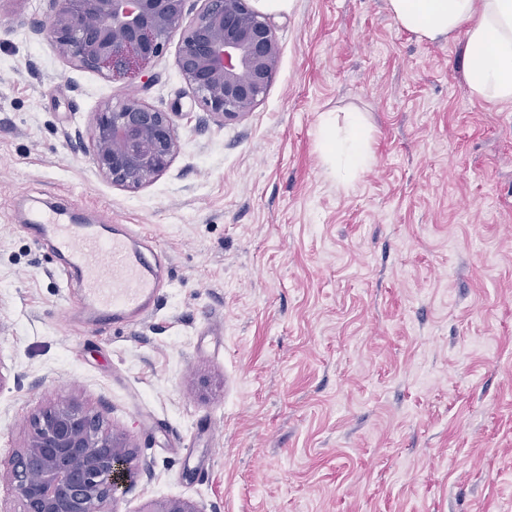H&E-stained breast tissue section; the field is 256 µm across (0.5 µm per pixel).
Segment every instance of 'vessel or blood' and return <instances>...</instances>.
Masks as SVG:
<instances>
[{"label":"vessel or blood","mask_w":512,"mask_h":512,"mask_svg":"<svg viewBox=\"0 0 512 512\" xmlns=\"http://www.w3.org/2000/svg\"><path fill=\"white\" fill-rule=\"evenodd\" d=\"M32 227L52 239L67 258L65 281L82 285L78 308L89 320L136 319L154 301L159 281L155 268L128 231L106 237L89 224H65L58 209L37 213Z\"/></svg>","instance_id":"obj_1"}]
</instances>
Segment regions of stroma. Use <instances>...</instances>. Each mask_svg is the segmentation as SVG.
<instances>
[{
	"label": "stroma",
	"mask_w": 512,
	"mask_h": 512,
	"mask_svg": "<svg viewBox=\"0 0 512 512\" xmlns=\"http://www.w3.org/2000/svg\"><path fill=\"white\" fill-rule=\"evenodd\" d=\"M47 9L0 0V460L75 397L140 448L116 512H512V103L472 96L465 29L426 42L386 0H287L272 84L222 123L179 35L151 84L112 81L32 32ZM130 95L179 143L136 190L91 159L97 112ZM350 110L374 161L347 182L318 126ZM49 200L136 230L153 311L65 321L81 285L25 223ZM139 512H203V510L193 501L171 498L147 501Z\"/></svg>",
	"instance_id": "35a3bbf8"
}]
</instances>
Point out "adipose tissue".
I'll list each match as a JSON object with an SVG mask.
<instances>
[{"instance_id": "obj_1", "label": "adipose tissue", "mask_w": 512, "mask_h": 512, "mask_svg": "<svg viewBox=\"0 0 512 512\" xmlns=\"http://www.w3.org/2000/svg\"><path fill=\"white\" fill-rule=\"evenodd\" d=\"M388 7L400 27L422 40L465 29L464 70L472 95L512 102V0H388ZM318 133L324 156L346 174L372 163L360 113H347L340 135L330 118H322Z\"/></svg>"}]
</instances>
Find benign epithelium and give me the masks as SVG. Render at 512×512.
<instances>
[{
  "instance_id": "obj_1",
  "label": "benign epithelium",
  "mask_w": 512,
  "mask_h": 512,
  "mask_svg": "<svg viewBox=\"0 0 512 512\" xmlns=\"http://www.w3.org/2000/svg\"><path fill=\"white\" fill-rule=\"evenodd\" d=\"M32 20L73 64L114 78L149 83L151 61L178 32V67L202 107L226 120L264 97L280 48L269 18L253 0H48ZM178 150L172 113L129 97L96 113L91 159L112 183L137 189L165 172ZM141 474L138 448L75 398L41 409L25 446L0 470L20 512H106ZM140 512H203L193 501L150 500Z\"/></svg>"
}]
</instances>
